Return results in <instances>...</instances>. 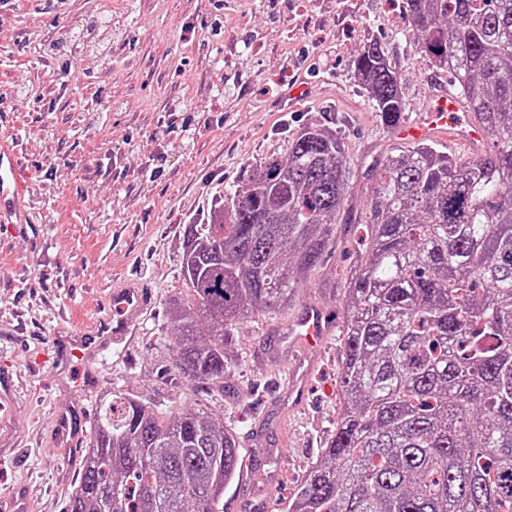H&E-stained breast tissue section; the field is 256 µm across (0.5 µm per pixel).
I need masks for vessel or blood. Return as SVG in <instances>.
Instances as JSON below:
<instances>
[{"mask_svg":"<svg viewBox=\"0 0 512 512\" xmlns=\"http://www.w3.org/2000/svg\"><path fill=\"white\" fill-rule=\"evenodd\" d=\"M454 131L456 141L474 145L483 141L480 128L471 124L452 94L433 95L422 118L399 130L400 137L417 141L436 136L443 127ZM34 209L32 171L18 145L9 137L0 139V224H30ZM150 295L139 289L115 291L112 295V318L94 332L97 341L119 340L128 333L131 320L149 304ZM330 331L326 314L318 307L306 308L289 327L290 335L303 355H310L321 345Z\"/></svg>","mask_w":512,"mask_h":512,"instance_id":"1","label":"vessel or blood"}]
</instances>
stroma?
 I'll list each match as a JSON object with an SVG mask.
<instances>
[{"mask_svg":"<svg viewBox=\"0 0 512 512\" xmlns=\"http://www.w3.org/2000/svg\"><path fill=\"white\" fill-rule=\"evenodd\" d=\"M100 13L98 0H0V137L27 144L40 195L35 233L0 252V404L12 411L0 421V496L12 512H65L111 388L163 420L206 403L250 463L234 512H284L336 424L345 279L366 248L379 163L399 143L358 86V49L380 42L409 122L450 79L424 63L400 0H111L103 27ZM300 71L304 97L279 106ZM307 125L336 131L351 162L332 240L291 304L236 328L223 382L190 381L166 333L169 299H191L184 228L266 158L287 157ZM132 280L155 303L129 334L88 359L66 356ZM308 306L332 329L295 407L283 364L288 327Z\"/></svg>","mask_w":512,"mask_h":512,"instance_id":"obj_1","label":"stroma"}]
</instances>
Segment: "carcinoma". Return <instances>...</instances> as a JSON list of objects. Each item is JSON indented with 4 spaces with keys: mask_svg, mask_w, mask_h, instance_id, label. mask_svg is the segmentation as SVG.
I'll list each match as a JSON object with an SVG mask.
<instances>
[{
    "mask_svg": "<svg viewBox=\"0 0 512 512\" xmlns=\"http://www.w3.org/2000/svg\"><path fill=\"white\" fill-rule=\"evenodd\" d=\"M423 60L451 75L490 150L461 161L433 142L381 163L369 251L343 302L336 430L286 512H512V0H401ZM384 127L404 120L400 74L376 41L354 61ZM335 133L304 127L186 227L168 333L190 379L219 382L231 331L284 306L322 260L347 199ZM236 437L199 402L158 421L101 394L66 512H224Z\"/></svg>",
    "mask_w": 512,
    "mask_h": 512,
    "instance_id": "obj_1",
    "label": "carcinoma"
}]
</instances>
